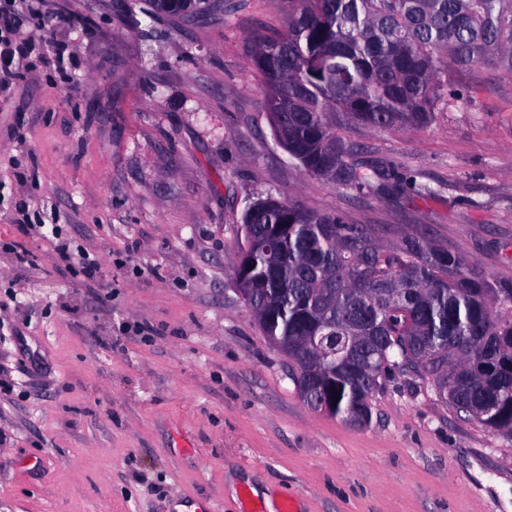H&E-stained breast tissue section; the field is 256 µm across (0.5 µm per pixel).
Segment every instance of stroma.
<instances>
[{"label":"stroma","mask_w":512,"mask_h":512,"mask_svg":"<svg viewBox=\"0 0 512 512\" xmlns=\"http://www.w3.org/2000/svg\"><path fill=\"white\" fill-rule=\"evenodd\" d=\"M47 7L38 28L17 16L35 49L0 92V512H241L259 485L299 512H512L511 436L399 369L368 424L315 411L236 280L242 214L271 195L512 285V70L457 76L426 125L338 128L354 166L436 191L379 195L306 174L273 136L248 45L286 32V0L192 23ZM49 224L99 255L97 279Z\"/></svg>","instance_id":"stroma-1"}]
</instances>
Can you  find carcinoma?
Segmentation results:
<instances>
[{"label":"carcinoma","instance_id":"1","mask_svg":"<svg viewBox=\"0 0 512 512\" xmlns=\"http://www.w3.org/2000/svg\"><path fill=\"white\" fill-rule=\"evenodd\" d=\"M189 18L236 0H145ZM288 32L249 45L274 137L309 175L357 190L435 189L398 170H360L336 129L428 123L455 73L512 69V0H286ZM247 304L263 334L314 373L302 393L347 422L371 418L390 368L432 380L457 412L512 434V288L420 237L395 249L334 215L271 196L242 216Z\"/></svg>","mask_w":512,"mask_h":512}]
</instances>
